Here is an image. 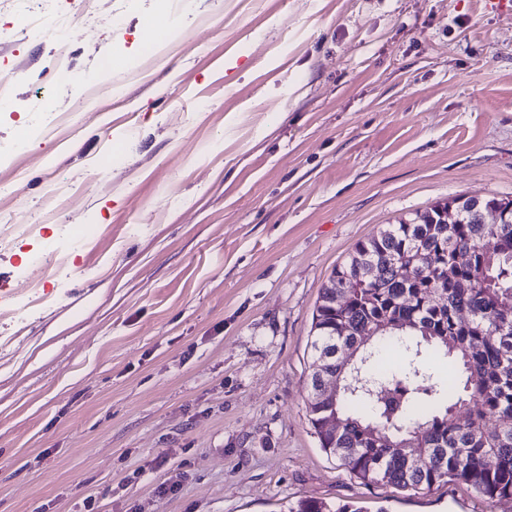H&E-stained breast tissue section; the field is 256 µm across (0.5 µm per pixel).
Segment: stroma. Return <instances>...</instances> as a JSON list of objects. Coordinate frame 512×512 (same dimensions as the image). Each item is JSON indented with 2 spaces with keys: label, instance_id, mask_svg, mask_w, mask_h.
I'll list each match as a JSON object with an SVG mask.
<instances>
[{
  "label": "stroma",
  "instance_id": "stroma-1",
  "mask_svg": "<svg viewBox=\"0 0 512 512\" xmlns=\"http://www.w3.org/2000/svg\"><path fill=\"white\" fill-rule=\"evenodd\" d=\"M1 75L0 225L33 230L0 245V512H512L462 482L363 484L306 411L313 313L354 244L512 199V15L0 0Z\"/></svg>",
  "mask_w": 512,
  "mask_h": 512
}]
</instances>
